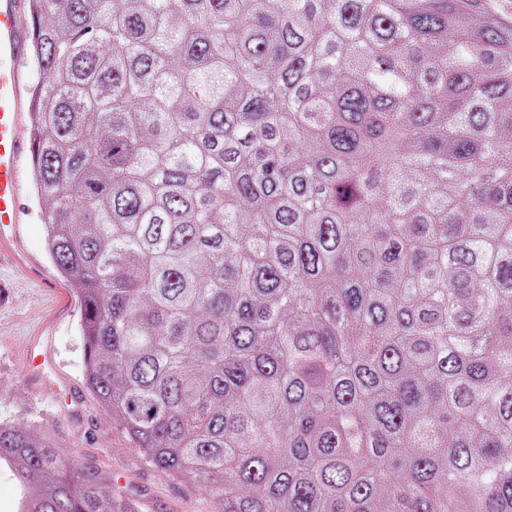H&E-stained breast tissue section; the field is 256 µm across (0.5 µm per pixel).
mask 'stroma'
<instances>
[{"mask_svg":"<svg viewBox=\"0 0 512 512\" xmlns=\"http://www.w3.org/2000/svg\"><path fill=\"white\" fill-rule=\"evenodd\" d=\"M24 199L28 221L16 230L23 253L0 258V421L48 436L64 459L94 473L104 492L133 502L137 512H214L209 494L154 467L88 390L81 298L47 254L43 205L32 186ZM36 340L51 360L43 377L24 369ZM54 383L68 392L67 407L57 405Z\"/></svg>","mask_w":512,"mask_h":512,"instance_id":"stroma-1","label":"stroma"}]
</instances>
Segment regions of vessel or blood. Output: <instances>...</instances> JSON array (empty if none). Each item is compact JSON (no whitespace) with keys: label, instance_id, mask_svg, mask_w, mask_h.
Returning a JSON list of instances; mask_svg holds the SVG:
<instances>
[{"label":"vessel or blood","instance_id":"vessel-or-blood-1","mask_svg":"<svg viewBox=\"0 0 512 512\" xmlns=\"http://www.w3.org/2000/svg\"><path fill=\"white\" fill-rule=\"evenodd\" d=\"M30 0H0V256L16 248L10 229L26 223L23 172L35 144L30 75L25 69L34 37Z\"/></svg>","mask_w":512,"mask_h":512}]
</instances>
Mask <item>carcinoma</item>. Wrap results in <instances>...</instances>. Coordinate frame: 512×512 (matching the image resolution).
Segmentation results:
<instances>
[{
	"instance_id": "1",
	"label": "carcinoma",
	"mask_w": 512,
	"mask_h": 512,
	"mask_svg": "<svg viewBox=\"0 0 512 512\" xmlns=\"http://www.w3.org/2000/svg\"><path fill=\"white\" fill-rule=\"evenodd\" d=\"M85 380L220 512H512V18L33 0ZM21 512H135L0 422Z\"/></svg>"
}]
</instances>
